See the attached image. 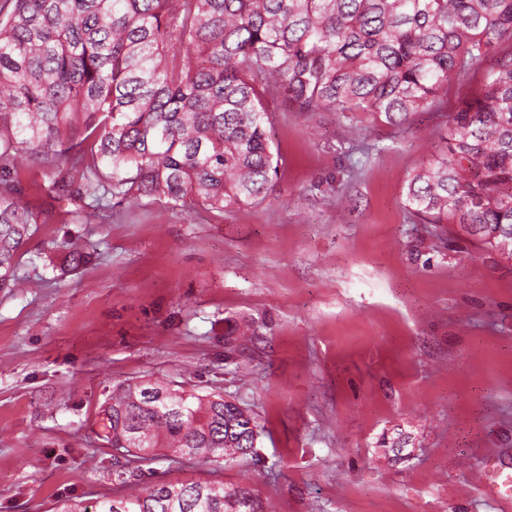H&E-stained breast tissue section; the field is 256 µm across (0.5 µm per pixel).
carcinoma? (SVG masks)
<instances>
[{"label":"carcinoma","mask_w":512,"mask_h":512,"mask_svg":"<svg viewBox=\"0 0 512 512\" xmlns=\"http://www.w3.org/2000/svg\"><path fill=\"white\" fill-rule=\"evenodd\" d=\"M512 0H14L0 16V288L38 215V192L78 204L143 197L212 210L264 201L277 166L267 99L303 112H367L403 127L460 93L406 199L430 224L512 241ZM103 434L129 442L123 486L162 456L226 465L255 456L260 424L224 398L128 383ZM93 512H264L249 490L158 483Z\"/></svg>","instance_id":"1"}]
</instances>
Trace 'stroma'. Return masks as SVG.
<instances>
[{"label": "stroma", "mask_w": 512, "mask_h": 512, "mask_svg": "<svg viewBox=\"0 0 512 512\" xmlns=\"http://www.w3.org/2000/svg\"><path fill=\"white\" fill-rule=\"evenodd\" d=\"M268 105L267 199L227 212L141 199L92 224L39 216L21 285L0 289V512L221 481L267 512H512V254L406 203L441 111L404 129ZM91 255L71 268L69 252ZM224 393L263 428L258 460L152 463L112 484L99 444L120 386ZM485 491L493 499H512V470L493 466L491 473L485 472Z\"/></svg>", "instance_id": "stroma-1"}]
</instances>
